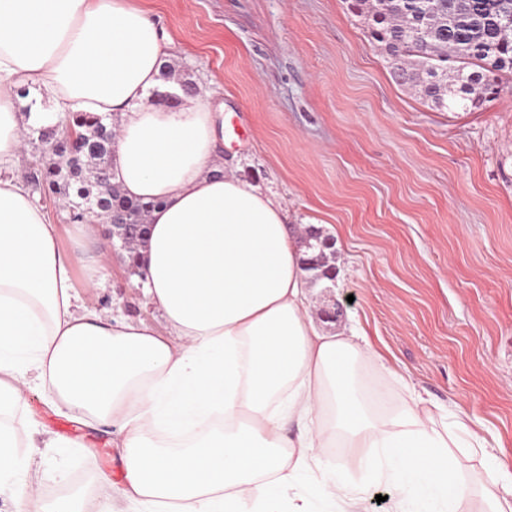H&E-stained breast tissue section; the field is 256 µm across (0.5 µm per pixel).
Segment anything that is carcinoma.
<instances>
[{
  "instance_id": "obj_1",
  "label": "carcinoma",
  "mask_w": 512,
  "mask_h": 512,
  "mask_svg": "<svg viewBox=\"0 0 512 512\" xmlns=\"http://www.w3.org/2000/svg\"><path fill=\"white\" fill-rule=\"evenodd\" d=\"M349 7L364 20L393 80L437 109L474 112L512 89V0H351ZM69 124L83 129L98 150H60L37 128L49 160L33 181L68 200L76 223L85 218L84 206L104 191L95 172L107 159L112 128L91 113H74ZM155 206L124 196L114 185L105 210L143 224Z\"/></svg>"
}]
</instances>
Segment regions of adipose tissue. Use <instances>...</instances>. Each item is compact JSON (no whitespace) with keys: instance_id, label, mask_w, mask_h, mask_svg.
Here are the masks:
<instances>
[{"instance_id":"obj_1","label":"adipose tissue","mask_w":512,"mask_h":512,"mask_svg":"<svg viewBox=\"0 0 512 512\" xmlns=\"http://www.w3.org/2000/svg\"><path fill=\"white\" fill-rule=\"evenodd\" d=\"M169 45L138 0H0V487L13 512H512V481L464 416L412 396L391 406L357 382L379 361L360 331L315 326L304 253L286 209L221 174L219 112L202 95L153 103ZM118 119L111 182L153 202L134 254L145 304L164 321L107 318L80 284L102 266L62 236L15 169L33 127L67 114ZM77 423L112 428L120 472L45 504L29 479L39 447L15 421L31 386ZM477 510H470V503Z\"/></svg>"}]
</instances>
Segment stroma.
Wrapping results in <instances>:
<instances>
[{"label": "stroma", "mask_w": 512, "mask_h": 512, "mask_svg": "<svg viewBox=\"0 0 512 512\" xmlns=\"http://www.w3.org/2000/svg\"><path fill=\"white\" fill-rule=\"evenodd\" d=\"M143 2L174 42L177 76L224 107L225 171L333 238L336 286L311 288V312L327 335L368 336L382 363L357 362L362 384L399 399L403 375L512 472V92L479 111L433 108L393 80L349 0ZM97 237L104 270L86 305L163 329L107 225ZM27 399L32 418L79 442L46 449L45 498L58 469L118 473L106 433L55 414L42 390Z\"/></svg>", "instance_id": "stroma-1"}]
</instances>
